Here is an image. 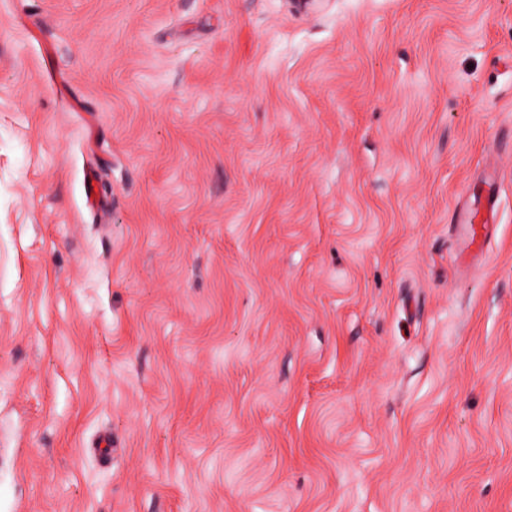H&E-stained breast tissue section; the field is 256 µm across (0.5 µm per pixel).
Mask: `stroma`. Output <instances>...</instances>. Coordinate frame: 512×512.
<instances>
[{"mask_svg":"<svg viewBox=\"0 0 512 512\" xmlns=\"http://www.w3.org/2000/svg\"><path fill=\"white\" fill-rule=\"evenodd\" d=\"M507 137L512 0H0V512H512ZM479 216V209L454 212L455 220L458 224H462L467 233L470 245H476L480 238H485L489 234V224L484 218L479 222Z\"/></svg>","mask_w":512,"mask_h":512,"instance_id":"obj_1","label":"stroma"}]
</instances>
